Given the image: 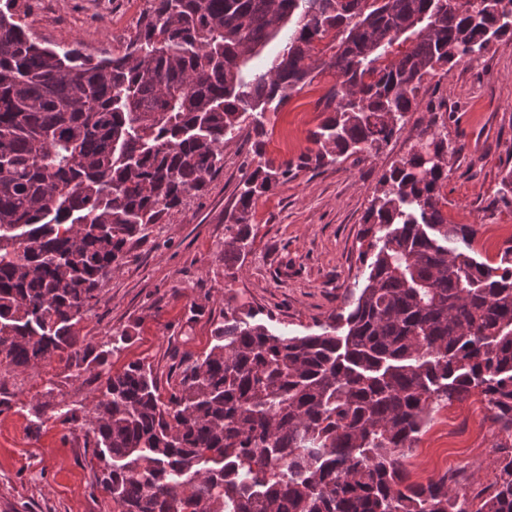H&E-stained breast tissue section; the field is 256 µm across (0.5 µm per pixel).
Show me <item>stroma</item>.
<instances>
[{"label": "stroma", "mask_w": 512, "mask_h": 512, "mask_svg": "<svg viewBox=\"0 0 512 512\" xmlns=\"http://www.w3.org/2000/svg\"><path fill=\"white\" fill-rule=\"evenodd\" d=\"M149 7V0H26L33 37L78 46L95 58L122 49ZM335 82L332 72L317 75L278 111L265 113L264 163L310 152L309 133L323 120ZM421 96L418 110L377 155L296 170L287 184L259 197L253 244L230 263L224 215L234 209L254 155L249 141L226 144L223 168L132 245L100 303L78 325L80 340L98 346L113 331L129 329V343L109 359L112 372L143 362L166 389L178 384L182 359L208 349L224 306L252 310L256 322L278 333L318 332L362 287L366 210L382 175L408 155L433 111L443 114L453 149L444 211L450 223L476 226L470 256L497 263L512 241V206L494 201L512 168V39L429 79ZM67 374L54 359L0 383L11 395L10 405L0 406V512H113L83 430L37 410L49 390L66 403L89 405L93 375L74 382ZM505 445L512 446V435L490 421L474 393L434 413L406 466L420 482L459 469L460 490L470 495L493 482V461Z\"/></svg>", "instance_id": "stroma-1"}]
</instances>
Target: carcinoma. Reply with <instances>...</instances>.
Returning <instances> with one entry per match:
<instances>
[{
	"mask_svg": "<svg viewBox=\"0 0 512 512\" xmlns=\"http://www.w3.org/2000/svg\"><path fill=\"white\" fill-rule=\"evenodd\" d=\"M17 2L0 10V366L95 372L91 406L38 411L85 428L116 512H512V451L473 498L406 466L434 412L473 390L512 434V245L496 267L457 247L477 229L443 212L434 112L426 151L382 177L365 284L322 332L275 334L226 307L165 394L149 365L108 369L128 331L99 347L76 335L129 245L224 167L225 144L262 156L264 113L314 73L337 76L316 151L253 168L224 217L226 255L254 240L258 197L300 168L379 152L427 78L512 38V0H153L124 50L97 61L35 42ZM496 202L512 205V169Z\"/></svg>",
	"mask_w": 512,
	"mask_h": 512,
	"instance_id": "cac0c4a2",
	"label": "carcinoma"
}]
</instances>
